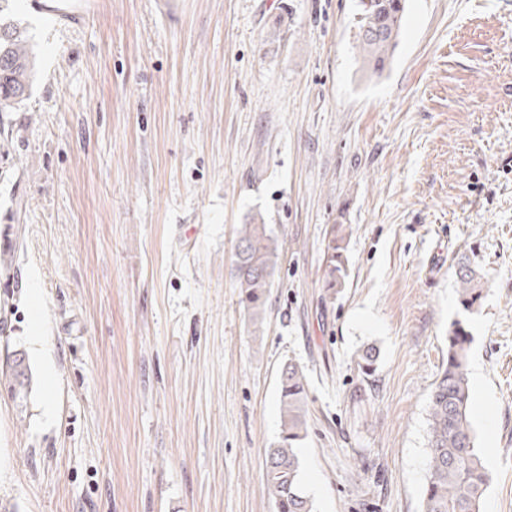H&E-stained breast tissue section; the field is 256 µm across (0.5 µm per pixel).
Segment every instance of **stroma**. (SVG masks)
<instances>
[{"label": "stroma", "mask_w": 512, "mask_h": 512, "mask_svg": "<svg viewBox=\"0 0 512 512\" xmlns=\"http://www.w3.org/2000/svg\"><path fill=\"white\" fill-rule=\"evenodd\" d=\"M100 2L79 27L5 4L39 72L1 120L0 512H273L288 362L315 512H422L455 321L481 369V512H512V0H409L379 79L356 0ZM256 213L281 255L255 323L230 268ZM462 255L484 281L471 311ZM343 236H334L324 257V271L322 287L326 291L338 292V288L345 286L348 273V258L345 255L346 248L341 245ZM457 293L465 310H472L479 304L483 294V277L470 258L462 255L457 262ZM10 371L12 392L15 398L25 401L31 391V377L25 360L21 358L16 359Z\"/></svg>", "instance_id": "1"}]
</instances>
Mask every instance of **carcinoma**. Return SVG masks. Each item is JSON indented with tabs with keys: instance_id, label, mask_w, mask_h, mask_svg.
<instances>
[{
	"instance_id": "1",
	"label": "carcinoma",
	"mask_w": 512,
	"mask_h": 512,
	"mask_svg": "<svg viewBox=\"0 0 512 512\" xmlns=\"http://www.w3.org/2000/svg\"><path fill=\"white\" fill-rule=\"evenodd\" d=\"M406 0H358L354 21L357 47L365 71L380 77L390 67L405 22ZM36 71L33 38L28 27L0 14V114L12 112L32 88ZM343 238L335 237L324 257L322 287L337 292L348 273ZM279 262V243L272 225L256 213L238 230L232 275L239 304L257 321L265 310ZM457 293L471 310L483 294L482 276L467 256L457 262ZM448 357L431 394L428 430L429 473L423 492V512H480L489 476L475 448L470 411L472 399L467 366L472 343L468 328L453 323L446 336ZM376 350L359 354L358 366L369 376L376 371ZM11 371L14 396L22 401L31 391L25 360ZM307 383L302 369L290 362L278 380L280 432L269 450L265 485L274 512H313L301 488L297 448L307 435Z\"/></svg>"
}]
</instances>
